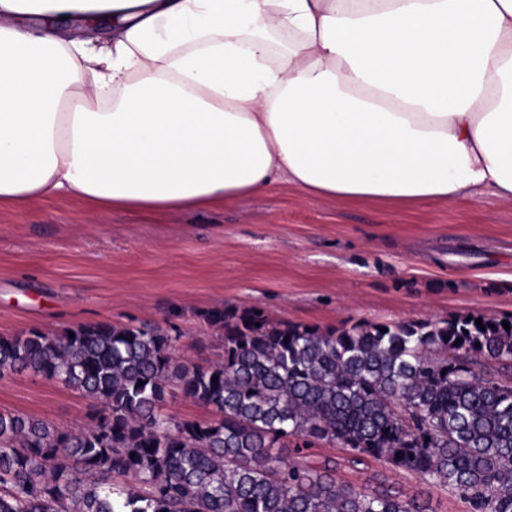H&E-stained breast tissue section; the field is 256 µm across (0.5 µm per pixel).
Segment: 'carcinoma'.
<instances>
[{"instance_id":"carcinoma-1","label":"carcinoma","mask_w":512,"mask_h":512,"mask_svg":"<svg viewBox=\"0 0 512 512\" xmlns=\"http://www.w3.org/2000/svg\"><path fill=\"white\" fill-rule=\"evenodd\" d=\"M205 319L224 338L207 367L178 360L179 337L160 327L0 336L1 375L30 372L100 405L77 431L0 411V512H431L418 494L354 486L336 462L301 455L322 444L469 512H512V318L325 331L260 308ZM175 390L214 417L166 412Z\"/></svg>"}]
</instances>
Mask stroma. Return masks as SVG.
Returning <instances> with one entry per match:
<instances>
[{
	"label": "stroma",
	"mask_w": 512,
	"mask_h": 512,
	"mask_svg": "<svg viewBox=\"0 0 512 512\" xmlns=\"http://www.w3.org/2000/svg\"><path fill=\"white\" fill-rule=\"evenodd\" d=\"M257 307L273 321L322 329L360 321L512 317V205L337 203L287 180L220 206L160 217L94 212L63 199L0 207V336L56 334L86 323L161 327L181 358L213 365L222 335L208 310ZM95 403L30 373L0 376V411L76 430ZM338 479L411 493L415 478L380 464Z\"/></svg>",
	"instance_id": "obj_1"
}]
</instances>
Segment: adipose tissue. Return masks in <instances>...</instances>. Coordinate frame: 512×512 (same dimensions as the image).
<instances>
[{
	"label": "adipose tissue",
	"mask_w": 512,
	"mask_h": 512,
	"mask_svg": "<svg viewBox=\"0 0 512 512\" xmlns=\"http://www.w3.org/2000/svg\"><path fill=\"white\" fill-rule=\"evenodd\" d=\"M282 177L512 203V0H0V204L164 215Z\"/></svg>",
	"instance_id": "1"
}]
</instances>
